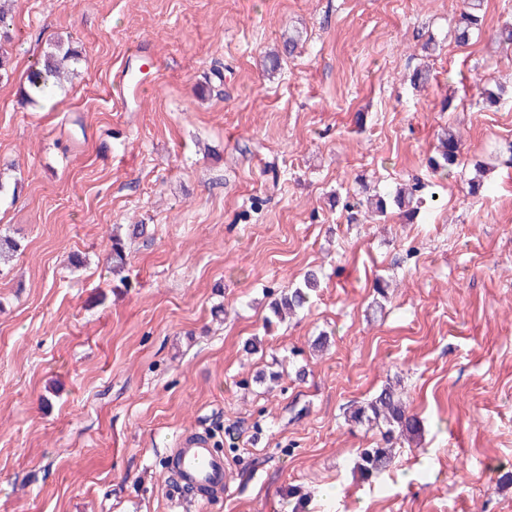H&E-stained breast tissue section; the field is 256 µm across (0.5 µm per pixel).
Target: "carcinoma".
Listing matches in <instances>:
<instances>
[{
	"mask_svg": "<svg viewBox=\"0 0 512 512\" xmlns=\"http://www.w3.org/2000/svg\"><path fill=\"white\" fill-rule=\"evenodd\" d=\"M481 0H471L460 13L455 26V38L459 43H466L474 32L482 26ZM80 60V52L62 40L55 41L48 46L42 55L28 68L26 82L28 90L25 98L34 102L33 95H45L50 91L62 87V82L69 73V65ZM459 138L450 129L442 130L439 137L437 156L429 159L430 167L443 172H451L457 165ZM419 187L410 185L399 187L393 192L378 193L366 199L358 200L354 206L364 209L370 218L382 217L387 209L394 205L402 213L412 219L419 212L423 197L418 195ZM108 260L112 263V271L119 272L127 265V253L124 242L112 237V248ZM320 288L317 275L309 272L304 276L303 282L281 294L279 300L273 304L275 317L282 318L285 311L292 313L302 309L308 302L310 295ZM349 418L355 422L367 421L377 427L386 428L383 435L385 446L366 448L362 450L356 461V468L365 479L378 474L392 465V444L395 438H412L420 431V421L409 413L406 405L397 397L391 385L384 386L379 394L363 406L350 411Z\"/></svg>",
	"mask_w": 512,
	"mask_h": 512,
	"instance_id": "cac0c4a2",
	"label": "carcinoma"
}]
</instances>
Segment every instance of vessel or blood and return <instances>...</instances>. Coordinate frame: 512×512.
<instances>
[{"label":"vessel or blood","instance_id":"vessel-or-blood-1","mask_svg":"<svg viewBox=\"0 0 512 512\" xmlns=\"http://www.w3.org/2000/svg\"><path fill=\"white\" fill-rule=\"evenodd\" d=\"M171 469L178 489L205 497L227 490L231 471L207 435H183L172 454Z\"/></svg>","mask_w":512,"mask_h":512}]
</instances>
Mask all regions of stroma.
Listing matches in <instances>:
<instances>
[{"label":"stroma","instance_id":"35a3bbf8","mask_svg":"<svg viewBox=\"0 0 512 512\" xmlns=\"http://www.w3.org/2000/svg\"><path fill=\"white\" fill-rule=\"evenodd\" d=\"M465 5L17 0L0 78V236L18 244L0 264V512H512V46L497 42L512 0H483L461 46ZM66 36L70 84L29 103V64ZM141 59L122 108L115 77ZM449 126L462 144L445 176L429 159ZM415 182L414 221L345 207ZM310 270L320 288L274 322ZM388 383L421 431L366 480L355 461L381 434L347 413ZM189 429L233 474L192 505L166 461ZM481 11V1L472 0L460 13L454 30L457 42L465 44L474 32L479 31L483 22Z\"/></svg>","mask_w":512,"mask_h":512}]
</instances>
